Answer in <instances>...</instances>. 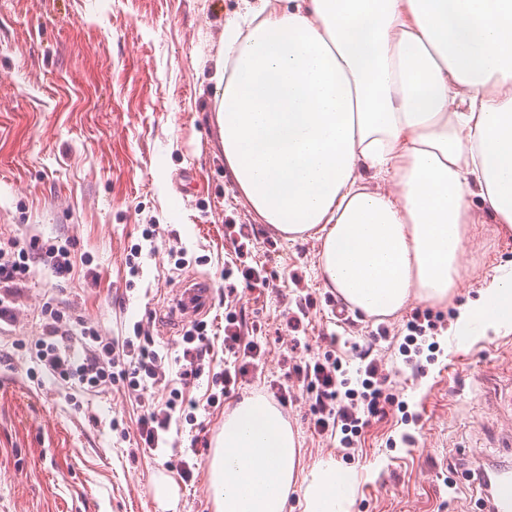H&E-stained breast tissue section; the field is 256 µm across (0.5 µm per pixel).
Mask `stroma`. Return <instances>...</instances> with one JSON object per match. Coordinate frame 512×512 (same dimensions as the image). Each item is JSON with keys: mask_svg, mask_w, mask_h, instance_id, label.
<instances>
[{"mask_svg": "<svg viewBox=\"0 0 512 512\" xmlns=\"http://www.w3.org/2000/svg\"><path fill=\"white\" fill-rule=\"evenodd\" d=\"M240 0H0V247L38 236L69 247L73 271L36 260L0 321V512H214L208 460L224 411L287 383L281 410L297 431L301 465L355 472L351 512H482L476 464L512 465V332L466 346L449 328L486 280L512 262V234L472 225L461 286L445 305L412 300L383 320L354 312L318 276L320 243L292 242L260 223L224 167L212 77L224 26ZM152 238H145V229ZM140 247L128 264L131 247ZM260 270L265 285L242 275ZM207 278L203 314L215 358L227 313L269 352L218 405L171 430L166 447L139 448L142 408L121 387L74 392L33 381L17 341L42 333L51 303L106 338L142 323L180 369L184 326L165 329L176 287ZM430 313L420 353L399 350L415 315ZM371 345L407 409L366 427L351 450L317 434L312 399L293 366L324 355L355 374ZM194 463L192 481L178 473ZM175 488L157 493L159 481Z\"/></svg>", "mask_w": 512, "mask_h": 512, "instance_id": "1", "label": "stroma"}]
</instances>
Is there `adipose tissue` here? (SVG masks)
Listing matches in <instances>:
<instances>
[{
    "label": "adipose tissue",
    "instance_id": "adipose-tissue-1",
    "mask_svg": "<svg viewBox=\"0 0 512 512\" xmlns=\"http://www.w3.org/2000/svg\"><path fill=\"white\" fill-rule=\"evenodd\" d=\"M224 27L216 123L261 223L321 241L319 274L351 310L447 303L481 201L512 234V0H242ZM388 183L380 191L369 178ZM512 331V268L452 327ZM298 437L263 397L224 415L208 470L216 512H351L355 474L301 475Z\"/></svg>",
    "mask_w": 512,
    "mask_h": 512
}]
</instances>
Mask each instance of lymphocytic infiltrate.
Masks as SVG:
<instances>
[{
    "label": "lymphocytic infiltrate",
    "instance_id": "1",
    "mask_svg": "<svg viewBox=\"0 0 512 512\" xmlns=\"http://www.w3.org/2000/svg\"><path fill=\"white\" fill-rule=\"evenodd\" d=\"M44 251L56 275L66 276L72 270L71 252L67 246L41 244L32 239L20 251L0 249V314L5 313L6 299L12 298L15 288L30 276L28 261L31 253ZM42 335L34 343L35 363L39 370L63 382L74 381L79 387L98 389L119 381L142 407L140 437L145 449L157 450L164 441L178 408L199 409L200 405L217 404V394H208L205 401L187 398L184 388L200 377L205 360L210 354V342L205 322L198 321L182 337L185 365L180 374L182 388H169L162 401H155L152 390L164 384L166 372L164 359L157 351L149 349L142 326H135L132 336L122 345L98 335H91L88 344L75 348L71 343L66 318L53 306L42 308ZM224 349L231 353L222 371L214 373L213 381L223 390L237 385L249 370L257 368L265 351L254 339L242 336L235 322L224 328ZM365 366L358 371L357 379L342 375V366L336 359L327 357L302 367L294 374L314 396V429L321 434L343 432L342 442L351 445L355 437L369 426L373 419L385 415L388 406L394 405L395 396L390 391L387 376L377 359L368 352H361Z\"/></svg>",
    "mask_w": 512,
    "mask_h": 512
}]
</instances>
